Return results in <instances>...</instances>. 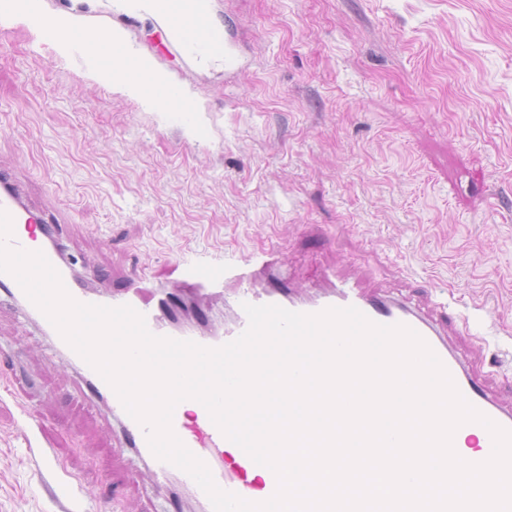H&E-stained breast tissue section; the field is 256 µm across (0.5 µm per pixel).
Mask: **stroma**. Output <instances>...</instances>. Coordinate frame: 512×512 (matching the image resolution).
Segmentation results:
<instances>
[{
	"label": "stroma",
	"instance_id": "35a3bbf8",
	"mask_svg": "<svg viewBox=\"0 0 512 512\" xmlns=\"http://www.w3.org/2000/svg\"><path fill=\"white\" fill-rule=\"evenodd\" d=\"M211 9L230 56L210 66L177 54L151 16L112 0L86 11L190 94L166 111L119 92L121 75L99 77L83 34L62 50L0 18V166L59 211L70 253L110 282L276 248L306 278L339 266L425 306L447 301L471 319L452 344L512 404V0ZM108 421L0 300V512H65L61 470L87 505L167 512Z\"/></svg>",
	"mask_w": 512,
	"mask_h": 512
}]
</instances>
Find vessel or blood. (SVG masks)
<instances>
[{
    "label": "vessel or blood",
    "mask_w": 512,
    "mask_h": 512,
    "mask_svg": "<svg viewBox=\"0 0 512 512\" xmlns=\"http://www.w3.org/2000/svg\"><path fill=\"white\" fill-rule=\"evenodd\" d=\"M0 210L11 216L15 227L8 240L9 246L43 252L60 273L73 299L85 304L131 306L144 316L148 330L155 336L190 340L204 347L216 348L246 330L248 318L243 306L247 303L277 305L305 314H316L330 307L352 306L376 324H402L413 329L440 358L464 398L496 424L512 430V406L504 405L494 394L487 373L470 365L449 347V333L463 336L469 334L470 326L464 316L452 320L442 318L443 302H436L432 311L426 312L409 300L362 287L352 278L335 272L326 274L323 285L311 293L283 277L286 256L283 251L274 249L263 251L255 260L221 265L177 261L169 265L166 283H155L136 272L129 276L124 287L102 292L93 285V273L78 274L67 260L61 246L63 225L49 212L27 203L11 174L6 171L0 172ZM229 283L236 284L237 290L222 327L185 321L178 296L194 299L220 297ZM0 291L20 304L26 319L47 334L56 352L77 369L83 391L109 407L124 448L148 469L156 489L175 495L189 494L197 500L201 512H213L207 495L187 473L153 455L144 428L126 413L112 387L66 343L12 275L0 272ZM172 428L183 444L207 464L216 484L223 490L255 503L274 495L277 489L275 474L269 468L256 464L229 441L211 421L200 402H193L189 407L178 404L173 412ZM462 429L479 443L480 451L473 455V462L487 460L492 452V438L487 429L474 422L463 424Z\"/></svg>",
    "instance_id": "1"
}]
</instances>
